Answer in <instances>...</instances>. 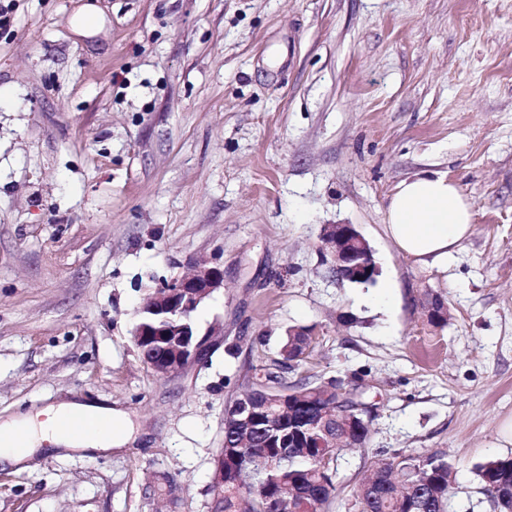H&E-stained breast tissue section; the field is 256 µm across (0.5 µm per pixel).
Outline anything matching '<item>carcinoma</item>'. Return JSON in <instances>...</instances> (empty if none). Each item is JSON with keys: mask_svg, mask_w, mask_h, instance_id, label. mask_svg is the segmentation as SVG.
Instances as JSON below:
<instances>
[{"mask_svg": "<svg viewBox=\"0 0 512 512\" xmlns=\"http://www.w3.org/2000/svg\"><path fill=\"white\" fill-rule=\"evenodd\" d=\"M315 337L312 329L300 327L288 332L282 348L287 360L304 356ZM336 380L321 385L299 382L285 384L266 367L255 373V382L225 408L224 442L249 438L269 456H258L243 466L224 452V490L216 500V512H325L335 495L336 460L333 430L308 425L311 415L339 400ZM260 408L250 423L239 422L243 402ZM275 413L279 427L268 429L267 417ZM355 415L352 435L344 442L350 448L364 447L369 426ZM396 464L392 482L375 495L357 496L358 512H448V482L454 477L446 454L430 455L394 452ZM482 488L495 498L502 488L512 486V455L490 459L477 467Z\"/></svg>", "mask_w": 512, "mask_h": 512, "instance_id": "carcinoma-1", "label": "carcinoma"}]
</instances>
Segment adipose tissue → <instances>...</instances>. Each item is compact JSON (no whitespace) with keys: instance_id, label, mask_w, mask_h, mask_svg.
<instances>
[{"instance_id":"1","label":"adipose tissue","mask_w":512,"mask_h":512,"mask_svg":"<svg viewBox=\"0 0 512 512\" xmlns=\"http://www.w3.org/2000/svg\"><path fill=\"white\" fill-rule=\"evenodd\" d=\"M386 230L396 247L417 262L448 261L474 230V208L448 176L423 172L403 180L386 206ZM72 405L44 410L39 416H23L0 422V465L25 467L41 444L74 451H108L130 438L120 414L88 406L84 412L96 420L95 428L60 434L58 422ZM23 447H16L17 438Z\"/></svg>"}]
</instances>
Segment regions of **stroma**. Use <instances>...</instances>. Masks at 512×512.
Here are the masks:
<instances>
[{
    "label": "stroma",
    "instance_id": "1",
    "mask_svg": "<svg viewBox=\"0 0 512 512\" xmlns=\"http://www.w3.org/2000/svg\"><path fill=\"white\" fill-rule=\"evenodd\" d=\"M0 10V419L90 401L132 429L105 453L0 467V512H214L226 406L310 326L283 381L351 380L374 406L327 512H357L396 450L448 455L449 512H497L475 468L512 454V0ZM422 171L474 204L445 265L385 228ZM330 224L369 242L374 284L332 276ZM198 259L224 269L195 314L212 347L166 378L138 355L134 312ZM312 328L300 327L290 330L282 348L283 356L286 360H295L303 357L315 340L311 336Z\"/></svg>",
    "mask_w": 512,
    "mask_h": 512
}]
</instances>
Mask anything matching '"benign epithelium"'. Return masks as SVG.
<instances>
[{
    "label": "benign epithelium",
    "mask_w": 512,
    "mask_h": 512,
    "mask_svg": "<svg viewBox=\"0 0 512 512\" xmlns=\"http://www.w3.org/2000/svg\"><path fill=\"white\" fill-rule=\"evenodd\" d=\"M322 241L323 250L332 257L336 280L366 282L377 274L373 251L354 225L330 224ZM222 287L224 270L201 259L194 263L193 273L163 282L144 297L131 330L144 363L172 376L201 361L211 346V333L200 331L194 314Z\"/></svg>",
    "instance_id": "1"
}]
</instances>
